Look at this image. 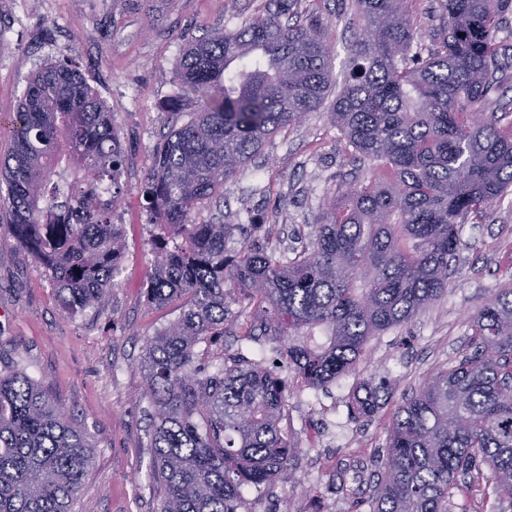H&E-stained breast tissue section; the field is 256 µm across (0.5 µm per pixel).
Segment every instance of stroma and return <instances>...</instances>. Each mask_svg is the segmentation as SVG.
<instances>
[{
    "mask_svg": "<svg viewBox=\"0 0 512 512\" xmlns=\"http://www.w3.org/2000/svg\"><path fill=\"white\" fill-rule=\"evenodd\" d=\"M268 0H0V125L13 116L33 72L51 64L77 66L111 112L127 151L128 192L116 218L124 226L121 271L108 301L73 312L44 272L13 243L0 180V353L24 369L85 427L94 453L76 512H156L160 489L150 476V406L141 366L152 336L179 308L149 306L144 294L152 264L155 217L140 182L157 143L188 116L170 109L174 76L193 40L237 28ZM319 13L333 49L332 90L340 92L358 34L354 0H293L290 15ZM505 47L493 107L499 126H512V13L502 17ZM328 108L277 132L224 184V196L199 203L198 224L233 230L227 251L240 248L247 223L272 228L270 243L299 250L313 238L324 202L368 175ZM455 274L445 294L408 323L374 336L357 370L328 389H311L281 367L285 345L260 336L264 367H277L288 390L283 424L294 446L287 471L259 492L255 512H356L376 479L393 415L432 376L470 351L474 314L499 289L512 287V194L491 205L482 223L459 227ZM385 378L389 396L378 411L349 415L354 386Z\"/></svg>",
    "mask_w": 512,
    "mask_h": 512,
    "instance_id": "obj_1",
    "label": "stroma"
}]
</instances>
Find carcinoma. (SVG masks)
Masks as SVG:
<instances>
[{
  "label": "carcinoma",
  "instance_id": "cac0c4a2",
  "mask_svg": "<svg viewBox=\"0 0 512 512\" xmlns=\"http://www.w3.org/2000/svg\"><path fill=\"white\" fill-rule=\"evenodd\" d=\"M355 3L352 66L330 116L383 171L324 204L310 247L287 262L256 237L227 254L228 225L190 215L328 98L326 26L282 22L288 0H277L183 54L176 83L195 112L157 145L140 186L159 217L147 302H181L143 357L159 512H246L245 489L260 491L290 462L277 375L242 350L209 370L228 300L262 312L243 338H288V368L312 389L327 387L355 369L373 336L443 295L458 225L479 223L512 191V129L486 112L497 93L496 29L512 0H442L439 49L426 56L406 0ZM9 132L0 176L17 247L71 309L102 303L122 256L114 216L127 192L111 112L75 67L51 65L30 78ZM471 348L398 408L363 500L369 512H448L484 466L494 494L512 502V288L473 317ZM382 391L360 382L351 417L374 415ZM93 450L62 404L0 365V512H74Z\"/></svg>",
  "mask_w": 512,
  "mask_h": 512
}]
</instances>
